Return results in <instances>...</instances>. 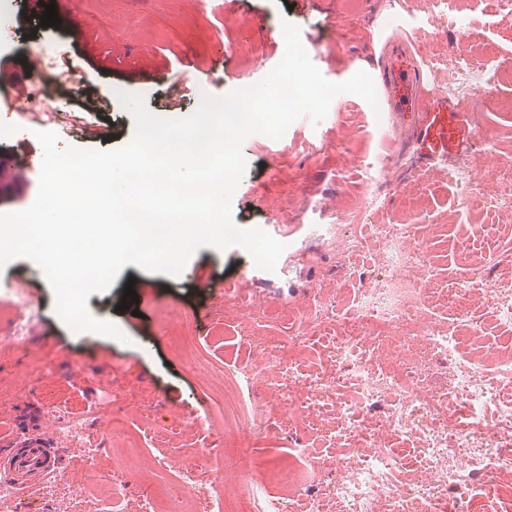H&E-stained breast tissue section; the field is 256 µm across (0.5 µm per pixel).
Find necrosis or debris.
<instances>
[{
  "label": "necrosis or debris",
  "mask_w": 512,
  "mask_h": 512,
  "mask_svg": "<svg viewBox=\"0 0 512 512\" xmlns=\"http://www.w3.org/2000/svg\"><path fill=\"white\" fill-rule=\"evenodd\" d=\"M43 73L33 95L56 85L72 90L79 75L61 68L59 52L41 47ZM457 204L483 205L512 227V183L475 197L479 172L469 158L456 159ZM382 183L368 177L359 202L331 216L321 233L340 266L358 286L352 292L313 289L302 311L284 316L269 306L240 309V318L280 326V336L257 360L237 363L224 377L217 409L224 443L255 442L289 427L302 430L284 462L246 460L237 478L201 497L191 471L180 492L197 512H512V346L480 350V312L491 311L512 331V263L499 250L473 254L471 233L459 235L469 261L462 275L439 277L428 224H379ZM369 253V270L350 263ZM461 287L465 311L442 303ZM10 311V335L26 344L38 324L26 288L14 286L0 300ZM328 347L314 374L302 375L301 357ZM264 386L268 400L248 401L245 388ZM58 442L91 454L103 443L124 441L113 427L95 432V408H53ZM343 444L336 480L323 482L315 468L318 447Z\"/></svg>",
  "instance_id": "obj_1"
}]
</instances>
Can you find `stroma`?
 I'll list each match as a JSON object with an SVG mask.
<instances>
[{
    "mask_svg": "<svg viewBox=\"0 0 512 512\" xmlns=\"http://www.w3.org/2000/svg\"><path fill=\"white\" fill-rule=\"evenodd\" d=\"M449 12L460 17L457 28L444 34L428 32L425 0H71L57 11L59 28H44L38 18L16 22L23 53L41 44L68 51L83 83L96 89L98 109L85 111L76 97L60 92L43 98L24 112L0 115V124H18L20 136L0 135V160L18 166L41 156L36 132L52 131L60 147L114 150L135 134L131 115L112 98L114 88L143 97L156 116L180 119L196 106L191 96L177 97L182 65L193 62L199 86L223 97L263 80L285 52L283 22L298 26L300 41L311 61L331 82L357 72L378 78L388 45L402 32H413L411 51L418 61L461 58L496 73L485 91L490 110L475 133L455 130L451 158L479 156L483 147L512 156V23L504 21L497 0H455ZM224 67L211 69L214 57ZM142 68H163L168 80L133 79ZM65 111L66 122H49L48 113ZM417 116L391 117L384 99L337 95L327 116L313 122L295 120L281 138L254 134L241 151L246 171L232 198L237 226L261 228L283 242L274 270L256 266L241 247L221 251L199 248L179 276L150 274L129 264L111 288L88 298L91 313L114 324L123 340L93 333H75L56 314V299L41 269L17 258L0 270V283L25 282L40 311L35 340L25 346L0 341V426L35 427L53 439L54 423L45 406L50 402L82 410L101 402L106 410L101 428L121 422L139 430L142 454L166 455L169 465L143 475L106 451L87 456L68 448L60 476L27 493L1 502L0 512H53L62 493L71 496V512H101V500L86 487L107 480L127 486L122 512H138L143 496L157 497L170 512L179 495L183 468L196 467L200 488L232 475L235 457L205 462L204 448L224 441L222 422L208 423L211 378L187 364L171 347L174 330H191L210 366L221 369L247 356L241 337L275 336L277 324L252 329L224 312V295L240 296L243 304L300 307L314 288H351L339 271L335 254L324 250L315 230L326 217L317 203L343 205L358 200L367 170L354 161L355 151L370 150L381 159L374 168L390 181L379 216L383 224H436L441 245L435 253L441 271L460 270L456 249L460 227L475 226L477 249L503 240L505 232L485 209L457 210L454 187L444 163L417 164L406 151ZM39 185L38 172L8 181L0 179V213L27 208ZM311 253L309 261L298 252ZM132 285L138 309L123 308L125 285Z\"/></svg>",
    "mask_w": 512,
    "mask_h": 512,
    "instance_id": "1",
    "label": "stroma"
}]
</instances>
